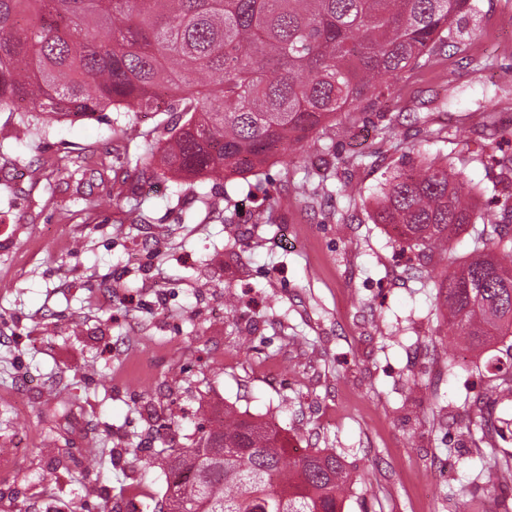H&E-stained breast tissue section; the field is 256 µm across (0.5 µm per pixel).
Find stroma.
<instances>
[{
  "instance_id": "obj_1",
  "label": "stroma",
  "mask_w": 512,
  "mask_h": 512,
  "mask_svg": "<svg viewBox=\"0 0 512 512\" xmlns=\"http://www.w3.org/2000/svg\"><path fill=\"white\" fill-rule=\"evenodd\" d=\"M476 3L461 44L388 78L387 105L228 182L220 213L196 200L211 183L151 175L171 113L31 135L0 112V512H127L134 485L162 499V448L192 447L227 403L369 470L345 512H512V485L475 488L487 446L463 405L483 360L448 364L436 288L371 219L391 172L442 156L488 205L500 169L472 153L488 102L512 130V0ZM328 144L314 203L300 186Z\"/></svg>"
}]
</instances>
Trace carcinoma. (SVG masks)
Listing matches in <instances>:
<instances>
[{"mask_svg":"<svg viewBox=\"0 0 512 512\" xmlns=\"http://www.w3.org/2000/svg\"><path fill=\"white\" fill-rule=\"evenodd\" d=\"M472 0H0V112L39 135L100 112L177 113L158 176L181 186L253 173L277 154L384 96L381 80L454 43ZM493 138L504 175L512 154ZM373 222L436 267L471 229L468 260L434 287L455 344L481 357L487 392L469 425L487 439L494 407L512 403V190L493 187L481 212L453 162L398 169ZM284 429L230 406L193 448L169 453V512H344L368 481L329 448L290 452ZM512 482L493 458L486 485Z\"/></svg>","mask_w":512,"mask_h":512,"instance_id":"carcinoma-1","label":"carcinoma"}]
</instances>
